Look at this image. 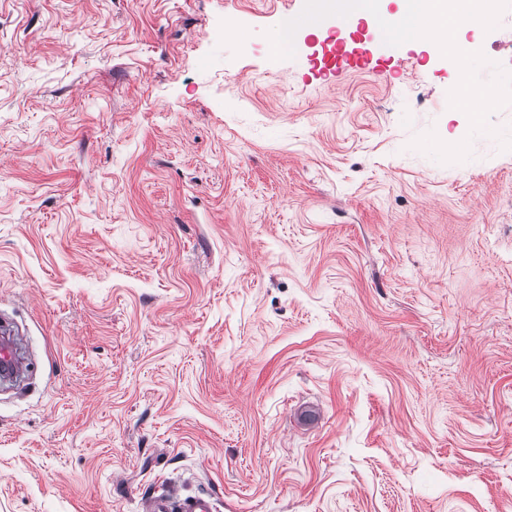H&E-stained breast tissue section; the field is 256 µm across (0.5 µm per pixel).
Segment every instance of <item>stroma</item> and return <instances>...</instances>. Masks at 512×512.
<instances>
[{
  "label": "stroma",
  "instance_id": "obj_1",
  "mask_svg": "<svg viewBox=\"0 0 512 512\" xmlns=\"http://www.w3.org/2000/svg\"><path fill=\"white\" fill-rule=\"evenodd\" d=\"M303 6L0 0V512H512V150L412 148L457 70L373 20L271 60ZM356 48L349 50L345 43H339L336 45V50L332 53L328 62L336 65V67L344 63L361 64L367 56V50L363 46ZM146 512H216L218 508L214 500L205 494H196L182 498L166 484L148 498L145 503Z\"/></svg>",
  "mask_w": 512,
  "mask_h": 512
}]
</instances>
